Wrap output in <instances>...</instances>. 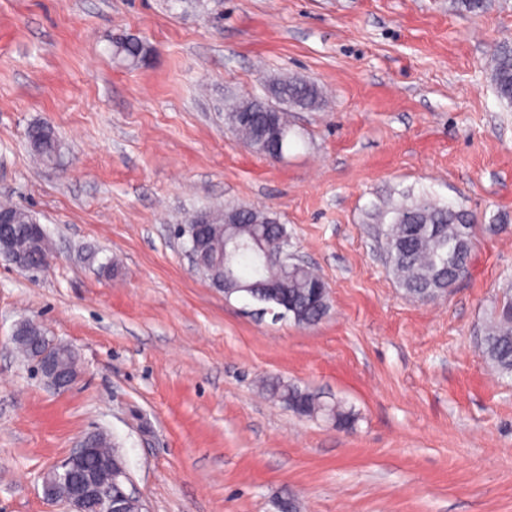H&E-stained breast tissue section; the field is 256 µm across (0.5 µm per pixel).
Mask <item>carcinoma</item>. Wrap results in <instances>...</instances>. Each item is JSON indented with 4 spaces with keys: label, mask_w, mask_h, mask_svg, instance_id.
<instances>
[{
    "label": "carcinoma",
    "mask_w": 512,
    "mask_h": 512,
    "mask_svg": "<svg viewBox=\"0 0 512 512\" xmlns=\"http://www.w3.org/2000/svg\"><path fill=\"white\" fill-rule=\"evenodd\" d=\"M113 53L127 66L136 67L149 53V47L138 38L128 36L112 40ZM490 79L499 99L512 105V44H499L490 56ZM271 87L283 101L281 111L274 113L280 144L268 149L288 151L291 122L288 110H316L322 104L320 88L296 77L272 79ZM228 130L249 149L258 151L254 129L241 123L231 105L224 113ZM31 150L42 161L50 163L58 154L54 130L48 125H34L28 130ZM0 211L14 214L9 233L11 246L29 264H42L51 255L47 236L30 234L31 225L38 223L28 210L15 204H0ZM211 223L195 224L188 216L181 232L206 269L210 282L224 278V239L235 238L244 247L236 254L225 295H244L256 305L272 309L302 327L321 322L331 311L330 293L326 282L311 268L289 267L276 257L265 262L257 258L256 242L265 238L271 242L289 239L287 228L271 219L264 210L244 205L207 206ZM385 250L391 271L406 293L425 300L446 294L469 272L473 241L480 226L470 222L467 214L448 205L426 199L391 204L378 215ZM486 360L502 376L512 377V291L506 290L494 306L492 319L481 342ZM263 388L290 410L301 416L325 415L340 428L355 422L352 411L340 404L321 401L318 394L279 380L265 379Z\"/></svg>",
    "instance_id": "carcinoma-1"
}]
</instances>
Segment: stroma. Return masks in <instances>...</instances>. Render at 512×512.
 Here are the masks:
<instances>
[{
    "label": "stroma",
    "mask_w": 512,
    "mask_h": 512,
    "mask_svg": "<svg viewBox=\"0 0 512 512\" xmlns=\"http://www.w3.org/2000/svg\"><path fill=\"white\" fill-rule=\"evenodd\" d=\"M152 49L127 68L113 38ZM512 0H0V199L30 210L53 256L0 259V512H66L42 477L83 435L120 448L147 512H512V378L483 357L512 288V223L469 273L414 298L372 215L410 196L512 220V107L490 81ZM272 76L318 84L272 162L224 124L228 96ZM52 127L37 161L29 127ZM284 224L330 289L312 327L253 314L191 268L177 230L203 206ZM36 322L80 376L48 387L17 355ZM274 378L351 407L302 417ZM28 142L36 156L51 163L58 154V142L54 130L48 125H34L28 130Z\"/></svg>",
    "instance_id": "obj_1"
}]
</instances>
